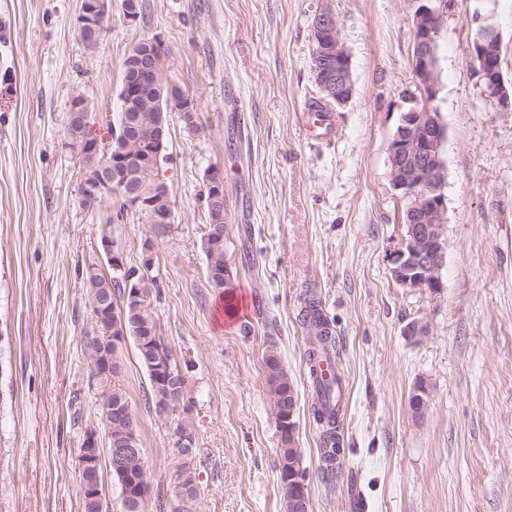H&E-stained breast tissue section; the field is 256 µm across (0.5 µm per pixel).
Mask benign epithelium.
<instances>
[{
	"label": "benign epithelium",
	"mask_w": 512,
	"mask_h": 512,
	"mask_svg": "<svg viewBox=\"0 0 512 512\" xmlns=\"http://www.w3.org/2000/svg\"><path fill=\"white\" fill-rule=\"evenodd\" d=\"M414 51L413 73L416 91L404 94L411 106L401 114L396 131L387 144L389 178L394 191L404 205V234L396 250L391 253V272L394 280L408 289H426L437 294L442 288L440 271L444 263L447 208L443 193L446 181L441 147L446 137L445 126L433 102L436 99L439 75V37L448 7L452 0H413ZM481 0H473V12L478 17L469 45L470 62L476 73L481 94L501 112H512V83H506L501 69V40L498 30L482 16ZM110 0H81L76 18L77 32L89 50L101 41L103 24L109 17ZM315 83L322 100L331 105L344 106L353 97L354 81L349 54L342 43L338 17L330 8L322 9L313 21ZM154 51L134 55L130 77L125 79L119 96L123 112L124 132L110 147L88 135L89 109L79 98L69 107L68 139L80 149L99 160L96 173L81 183L80 193L86 201H98L114 192L122 194L132 205L148 217L151 224L171 223L172 211H162L139 196L130 178L142 176L159 167L164 150L165 113L175 109L171 88L160 83L158 74L166 64L162 43L149 41ZM149 84L151 98H141L137 85ZM155 112L154 136L140 138L138 113ZM209 201H224V173L213 166L206 173ZM103 251L115 271L127 269L123 252L117 240L102 242ZM404 334L422 341L431 334L430 324L424 320L409 323ZM430 397V389L418 382L411 394L409 408L414 417L423 416ZM102 456L97 436L91 432L81 448L80 478L82 497L89 500L103 498V486L95 478ZM300 451L297 441L288 449L287 466L281 469L283 484L288 488V512H308L309 496L307 473L298 464Z\"/></svg>",
	"instance_id": "1"
}]
</instances>
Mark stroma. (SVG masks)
<instances>
[{"label": "stroma", "mask_w": 512, "mask_h": 512, "mask_svg": "<svg viewBox=\"0 0 512 512\" xmlns=\"http://www.w3.org/2000/svg\"><path fill=\"white\" fill-rule=\"evenodd\" d=\"M80 3L0 0V512H82L81 448L89 432L107 439L79 271L105 265L101 230L119 201L83 204L65 126L71 99L87 93L105 134L119 110L122 62L144 37L168 49L204 127L169 121L159 170L171 189L165 234L134 213L112 227L130 266L152 239L157 284L147 302L185 368L183 400L159 413L146 401L133 340L119 348L148 512L176 508L182 427L197 448L195 512H286L264 370L271 349L298 394L310 512H512V112L481 94L467 0L451 4L439 38L448 213L435 295L399 286L389 261L404 226L387 144L414 87V0H141L133 23L112 0L92 51L76 29ZM327 7L340 22L354 95L336 110L337 140L314 143L298 114L319 97L312 24ZM482 11L501 35L512 81V0H484ZM212 166L224 171L230 317L204 252ZM309 293L334 331L345 381L344 452L330 482L298 320ZM418 319L432 334L416 343L403 330ZM421 380L431 398L415 418L409 400Z\"/></svg>", "instance_id": "stroma-1"}]
</instances>
